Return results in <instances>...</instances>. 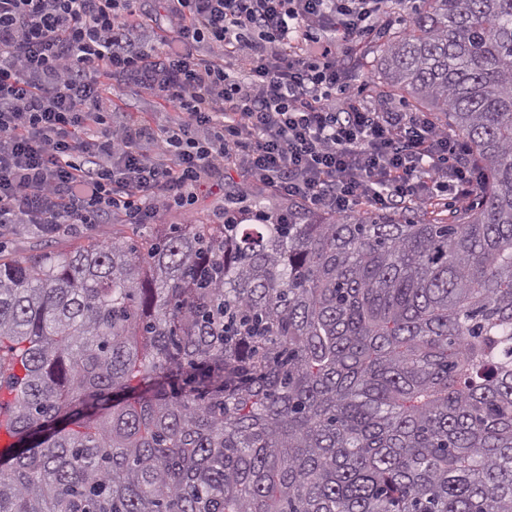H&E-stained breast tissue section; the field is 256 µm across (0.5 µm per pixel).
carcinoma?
I'll return each instance as SVG.
<instances>
[{
  "mask_svg": "<svg viewBox=\"0 0 512 512\" xmlns=\"http://www.w3.org/2000/svg\"><path fill=\"white\" fill-rule=\"evenodd\" d=\"M380 58L470 208L1 262L0 512H512V0H421Z\"/></svg>",
  "mask_w": 512,
  "mask_h": 512,
  "instance_id": "carcinoma-1",
  "label": "carcinoma"
}]
</instances>
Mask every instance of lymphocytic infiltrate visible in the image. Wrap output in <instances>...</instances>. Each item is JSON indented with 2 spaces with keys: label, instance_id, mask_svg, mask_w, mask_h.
<instances>
[{
  "label": "lymphocytic infiltrate",
  "instance_id": "f902f5d3",
  "mask_svg": "<svg viewBox=\"0 0 512 512\" xmlns=\"http://www.w3.org/2000/svg\"><path fill=\"white\" fill-rule=\"evenodd\" d=\"M387 0H0V228L54 234L123 216L192 217L235 170L223 223L256 193L342 213L423 206L480 185L428 112L362 102L351 45ZM162 102L159 128L112 116V83Z\"/></svg>",
  "mask_w": 512,
  "mask_h": 512
}]
</instances>
